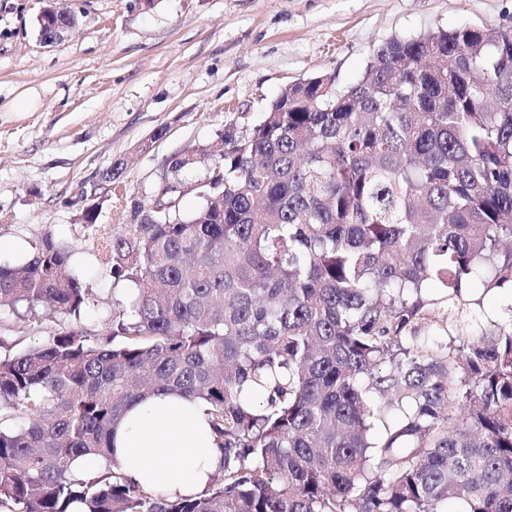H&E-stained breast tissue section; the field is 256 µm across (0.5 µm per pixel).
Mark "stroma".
I'll list each match as a JSON object with an SVG mask.
<instances>
[{
	"mask_svg": "<svg viewBox=\"0 0 512 512\" xmlns=\"http://www.w3.org/2000/svg\"><path fill=\"white\" fill-rule=\"evenodd\" d=\"M46 0H0V238L21 252L44 230L93 272L80 215L125 224L158 192L167 157L259 124L286 86L324 74L347 86L395 37L512 26V0H57L74 23L43 41ZM123 162L117 189L99 173ZM95 190L85 200L79 189ZM482 325L512 317V288L470 286Z\"/></svg>",
	"mask_w": 512,
	"mask_h": 512,
	"instance_id": "35a3bbf8",
	"label": "stroma"
}]
</instances>
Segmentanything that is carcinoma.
<instances>
[{"instance_id":"cac0c4a2","label":"carcinoma","mask_w":512,"mask_h":512,"mask_svg":"<svg viewBox=\"0 0 512 512\" xmlns=\"http://www.w3.org/2000/svg\"><path fill=\"white\" fill-rule=\"evenodd\" d=\"M221 140L170 156L129 223L82 213L126 290L105 332L52 232L0 265V512H512V320L480 332L464 297L512 284V27L393 38L355 83L291 84ZM17 320L42 333L21 351ZM167 394L207 407L204 491L72 472Z\"/></svg>"}]
</instances>
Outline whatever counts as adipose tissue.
Segmentation results:
<instances>
[{
	"label": "adipose tissue",
	"instance_id": "obj_1",
	"mask_svg": "<svg viewBox=\"0 0 512 512\" xmlns=\"http://www.w3.org/2000/svg\"><path fill=\"white\" fill-rule=\"evenodd\" d=\"M112 445L111 458L76 459L74 473L100 472L112 462L127 478L160 495H192L203 490L224 463L205 406L176 395L155 396L133 406L116 428Z\"/></svg>",
	"mask_w": 512,
	"mask_h": 512
}]
</instances>
